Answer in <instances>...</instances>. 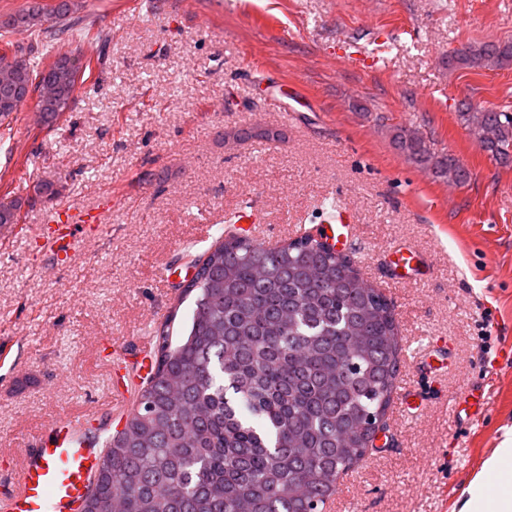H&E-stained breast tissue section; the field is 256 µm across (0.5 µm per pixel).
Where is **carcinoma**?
Returning <instances> with one entry per match:
<instances>
[{"label":"carcinoma","mask_w":512,"mask_h":512,"mask_svg":"<svg viewBox=\"0 0 512 512\" xmlns=\"http://www.w3.org/2000/svg\"><path fill=\"white\" fill-rule=\"evenodd\" d=\"M36 61L14 51L0 79V120L29 99L51 123L71 108L91 68L79 49L56 53L78 27L71 0L46 11L39 0L0 22L13 32L41 26ZM462 69L512 66V42L486 41L448 57ZM460 117L491 156L512 160V113L464 103ZM276 141L273 129L237 131ZM392 143L434 176L464 185L470 172L399 126ZM22 202H0V224H16ZM225 221L224 231L181 295L194 296L183 339L155 330L153 365L105 460L87 512H321L340 476L369 451L395 388L401 338L390 303L353 259L307 232L273 248Z\"/></svg>","instance_id":"carcinoma-1"}]
</instances>
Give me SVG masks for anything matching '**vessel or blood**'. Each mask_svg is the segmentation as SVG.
<instances>
[{"mask_svg":"<svg viewBox=\"0 0 512 512\" xmlns=\"http://www.w3.org/2000/svg\"><path fill=\"white\" fill-rule=\"evenodd\" d=\"M95 215L77 209L54 212L40 234L56 264H69ZM411 245L399 244L390 252L393 272H400L420 260ZM50 444L33 448L24 459L17 484L0 512H75L104 462L101 449L92 447L84 436L80 420L63 416L51 428Z\"/></svg>","mask_w":512,"mask_h":512,"instance_id":"1","label":"vessel or blood"}]
</instances>
